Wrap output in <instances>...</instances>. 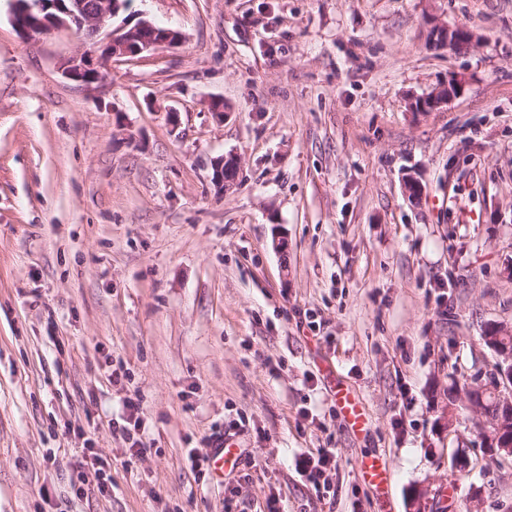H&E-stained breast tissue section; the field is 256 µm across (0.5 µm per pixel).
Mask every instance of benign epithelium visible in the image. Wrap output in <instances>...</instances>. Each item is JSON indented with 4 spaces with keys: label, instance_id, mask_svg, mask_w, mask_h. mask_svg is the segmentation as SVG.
I'll return each mask as SVG.
<instances>
[{
    "label": "benign epithelium",
    "instance_id": "7a95c632",
    "mask_svg": "<svg viewBox=\"0 0 512 512\" xmlns=\"http://www.w3.org/2000/svg\"><path fill=\"white\" fill-rule=\"evenodd\" d=\"M117 0H96L91 7L86 0H11V22L23 38L36 35L48 36L60 30H70L79 36L81 50L63 65L62 73L88 91L101 88L112 72V62L120 58H133L161 47L173 48L184 40L182 32L160 29L148 19L133 26L125 23L113 26L119 10ZM433 39L458 49L470 47L469 31L458 28L452 31L438 26ZM461 81L454 80L448 87L429 97V109L444 103L455 94ZM237 162L232 157H221L212 164L213 184L222 189L233 183L225 173L236 170ZM487 346L497 356L493 371L481 373L464 383V403L475 417V424L483 446L499 448V452L512 454V431L504 428L501 421L492 423L483 417V406L487 397H492L502 409L512 407V346L505 333L496 324L488 325L484 335Z\"/></svg>",
    "mask_w": 512,
    "mask_h": 512
}]
</instances>
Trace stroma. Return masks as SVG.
Masks as SVG:
<instances>
[{"label": "stroma", "mask_w": 512, "mask_h": 512, "mask_svg": "<svg viewBox=\"0 0 512 512\" xmlns=\"http://www.w3.org/2000/svg\"><path fill=\"white\" fill-rule=\"evenodd\" d=\"M10 13L0 512H512V456L487 464L471 419L448 424L450 375L496 362L484 326L512 334V0H130L122 21L185 40L94 92L61 72L74 32L24 39ZM434 24L472 46H432ZM129 397L135 458L112 429ZM224 433L245 450L231 498L204 460ZM319 448L331 501L298 467ZM364 454L392 470L386 495ZM334 399L350 429L356 433H363L366 430L368 419L360 402L344 389H337ZM356 468L364 481L368 482L378 494H384L390 480V469L379 457L362 456L356 462Z\"/></svg>", "instance_id": "35a3bbf8"}]
</instances>
